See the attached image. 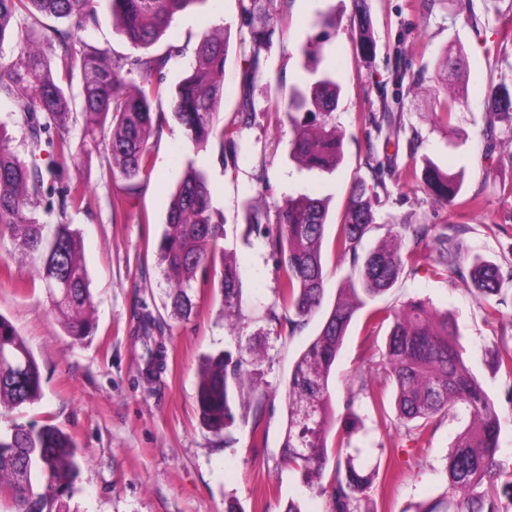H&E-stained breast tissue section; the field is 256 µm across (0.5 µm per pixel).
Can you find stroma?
<instances>
[{
    "mask_svg": "<svg viewBox=\"0 0 512 512\" xmlns=\"http://www.w3.org/2000/svg\"><path fill=\"white\" fill-rule=\"evenodd\" d=\"M462 0H369L376 51L363 56L356 39L350 0H290L266 53L267 69L277 84H258L255 119L241 127L236 170H225L216 151L195 152L174 118H166L150 140L154 169L135 195L125 197V211L113 214L112 200L125 196V180L110 175L98 155L58 167L46 184L40 218L50 212L72 184L88 195L66 220L79 231L93 294L96 329L84 341H72L51 312L36 277L35 261H18L10 237H0V314L14 324L33 351L43 373L41 398L21 408V420L52 422L71 435L79 448L77 491L70 512H284L296 502L301 512H329L326 495L309 489L300 472L281 457L286 425L285 384L304 347L320 329L314 316L301 333L279 335L267 316L276 300L277 269L263 235L248 233L245 209L262 190L266 223L276 221L284 196L301 191L329 201L335 235L347 192L357 179L379 182L380 217L363 242L377 246L397 224H460L458 238L465 262L480 258L512 270V134L490 129V83L512 85V71L500 69L512 59V0H472L476 23L460 14ZM336 18V35L323 45V66L340 86L333 114L344 137V157L333 173L298 171L288 160L292 131L282 110L294 86L306 76L302 48L313 34L317 12ZM237 0H195L179 12L154 45L170 54L166 85H175L191 69L194 49L207 31L228 34L224 75L225 122L236 116L238 71ZM463 53L465 66L453 79L448 102L456 108L449 123L438 122L433 89L441 79L436 64ZM411 59L402 86L391 72L398 57ZM401 114L404 131L385 140L377 131L385 112ZM495 139H488V132ZM429 157L442 170L461 177L462 197L479 196L474 209L434 200L423 183L409 177L415 160ZM207 175L212 205L226 224L222 245L233 257L243 284L238 322L245 335L260 340L265 356L253 381L265 392L266 411L259 430L236 409L235 422L222 434L204 428L196 402L197 372L203 354L235 350L237 341L224 318L217 290L196 289L197 311L187 322L168 327L163 342L166 368L150 378L144 372L137 339L139 312L163 319L168 291L157 261V245L170 200L187 161ZM503 314L486 317L470 281L457 274L435 275L430 265L404 271L378 297L376 308L393 311L412 300L449 312L463 346V358L485 389L502 397L506 378L489 364L488 351L512 346V282H505ZM387 330L367 331L363 320L350 326L332 377L337 416H344L350 390L364 388L361 414L365 441L380 461L366 507L373 512H406L445 489L448 450L468 422L466 413L445 417L430 431L426 447L410 441L405 428L382 423L371 396L391 402L393 387L381 359Z\"/></svg>",
    "mask_w": 512,
    "mask_h": 512,
    "instance_id": "1",
    "label": "stroma"
}]
</instances>
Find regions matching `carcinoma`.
<instances>
[{
	"label": "carcinoma",
	"mask_w": 512,
	"mask_h": 512,
	"mask_svg": "<svg viewBox=\"0 0 512 512\" xmlns=\"http://www.w3.org/2000/svg\"><path fill=\"white\" fill-rule=\"evenodd\" d=\"M107 3L112 22L136 53L114 55L72 32L48 25L45 18H66L80 29L97 23V4ZM197 0H0V50L12 42L17 53H0V99L13 103L26 128L31 160L19 156L0 136V235L7 234L21 255L37 252L38 277L65 333L81 340L93 329L89 278L81 256V242L65 222L67 210L83 204L86 187L72 186L59 200L58 220L50 234L35 216L45 194V182L54 169L42 167L37 155L43 145L53 148L60 161L98 153L109 171L137 189L153 171L150 138L158 115L154 106L170 102L173 117L184 128L196 151L218 150L224 168L238 160V126L226 124L219 109L224 102L227 41L223 32L204 33L195 49L192 71L171 92L163 72L168 54H150L152 47L179 11ZM361 51L368 56L376 43L368 0H352ZM273 0H238L239 97L237 112L248 122L256 112L254 91L265 74V52L272 42ZM315 34L303 48L312 78L294 90L284 112L294 126L289 157L309 172H331L342 155L343 138L330 126L340 93L328 71L318 72L322 45L335 30L334 20L318 14ZM81 76L80 106L71 94L75 75ZM488 108L493 118L512 132V88L504 82L491 87ZM81 125L78 142L69 137L70 125ZM57 139L43 140L51 128ZM411 176L435 199L454 203L462 181L442 171L431 160L412 168ZM379 184L359 180L350 189L331 248L350 259L351 269L337 288L336 301L323 315L321 328L293 364L286 390L287 420L282 459L300 470L307 486L318 488L329 500L330 512H362L361 502L372 487L377 468L349 450L358 422L356 396L346 401L344 433L329 444L336 418L331 392L333 367L357 313L386 293L405 268L428 261L440 276L453 271L469 277L485 300L487 316L502 315L504 275L488 261L477 260L466 269L460 263L461 246L448 236V226L404 224L402 230L371 251L362 253L364 236L376 224ZM205 174L188 163L172 195L157 247L158 263L170 283L164 308L178 322L195 311L193 288L219 283L224 316L231 320L242 304L237 267L219 248L224 218L210 206ZM329 224L327 200L307 193L290 195L276 210V231L264 238L279 273L276 299L288 312V335L293 336L322 310L326 279L323 246ZM224 267L216 269V257ZM392 319L383 365L395 387L396 420L416 443L426 440L429 427L458 407L470 414L458 433L446 464L444 493L416 506L414 512H512V473L504 469L500 435L504 417L483 385L467 366L458 343L455 322L438 315L422 301H411L385 315L367 312L370 325ZM163 326L150 315L141 319L140 340L145 372L154 376L163 351L155 333ZM490 359L512 381V347L496 345ZM262 355L251 339L238 336L237 355L221 352L204 357L198 370L197 403L204 425L215 434L233 424L236 401L247 398L252 425L265 410L264 394L246 381ZM42 395L40 367L25 340L0 315V414L31 404ZM327 483H322L326 470ZM79 475L78 450L58 426L15 422L0 430V509L3 512H69L67 500L75 493Z\"/></svg>",
	"instance_id": "carcinoma-1"
}]
</instances>
